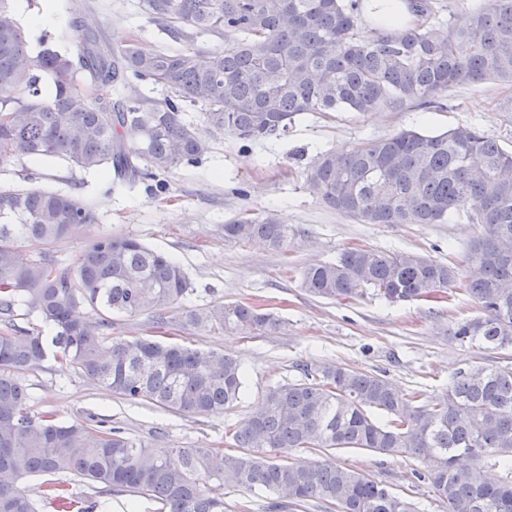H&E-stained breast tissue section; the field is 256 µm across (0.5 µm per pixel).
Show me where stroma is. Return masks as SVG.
I'll use <instances>...</instances> for the list:
<instances>
[{
	"instance_id": "stroma-1",
	"label": "stroma",
	"mask_w": 512,
	"mask_h": 512,
	"mask_svg": "<svg viewBox=\"0 0 512 512\" xmlns=\"http://www.w3.org/2000/svg\"><path fill=\"white\" fill-rule=\"evenodd\" d=\"M140 0H55L53 22L40 20L45 0H23L21 22L31 50L42 44L75 51L70 26L72 7L80 5L86 24L99 28L111 44L137 39L151 51L174 52L164 25L149 20ZM512 97V84L488 81L449 89L440 110L406 112H316L300 116L285 135L249 142L228 132L209 136L210 150L198 162L163 174L166 189L153 194L144 185L111 190L102 172H85L52 158L30 157L0 168L4 188H41L81 196L93 205L97 221L51 246L54 258L74 264L101 234L130 236L161 251L185 270L189 292L182 305L204 308L218 302L244 303L280 315V330L258 338L225 335L184 324L179 312L165 328L152 327L148 314L115 318L112 333L128 339L159 340L232 355L245 374L237 409L228 415H180L115 398L87 382L73 368L47 360L26 373L32 414L55 412L61 420H82L122 428L127 437L159 452L170 448H214L227 452L224 427L248 417L268 386L300 379V365H344L387 375L403 392L416 391L433 402L447 393L455 374L472 366L512 368V347L488 349L455 339L463 319L480 316L478 305L461 284L435 297L391 303L364 293L337 301L315 297L300 286L303 268L336 260L348 248L417 252L455 266L468 276L470 241L483 225L452 215L442 224H359L326 208L305 184L308 166L319 153L341 152L403 129L438 134L473 126L512 150V122L500 104ZM274 213L291 225L295 237L287 249L226 242L223 225L240 213ZM336 464L369 473L392 492L413 500L419 512H446L429 485L412 477L414 461L401 456L341 448L330 455ZM61 484L76 498L92 499L100 512H159L158 503L128 492L92 488L64 476Z\"/></svg>"
}]
</instances>
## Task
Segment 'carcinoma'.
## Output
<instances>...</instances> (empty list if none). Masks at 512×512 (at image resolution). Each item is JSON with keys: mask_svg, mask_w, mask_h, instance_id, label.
<instances>
[{"mask_svg": "<svg viewBox=\"0 0 512 512\" xmlns=\"http://www.w3.org/2000/svg\"><path fill=\"white\" fill-rule=\"evenodd\" d=\"M411 2L415 23L365 29L359 0H142L148 18L176 40L221 30L238 39L216 53L191 45L145 51L135 42L110 45L76 16L78 48L69 54L32 52L18 0H0V166L52 157L133 187L198 161L210 148L208 133L277 138L309 112L433 108L456 86L512 83V0H484L465 26L441 33L427 25V0ZM132 79L162 87L166 97L123 94ZM187 103L200 105L205 130L186 121ZM306 186L361 224H442L463 214L483 225L467 252L479 276L464 284L482 315L457 323L454 336L512 347V151L475 127L405 129L318 154ZM95 220L76 194L0 188V512H37L18 485L28 477L44 479V497L71 512V498L51 481L62 474L148 497L164 512H227L229 488L272 495L269 512L310 499L338 502L342 512H418L351 467L293 459L301 448L405 455L425 464L419 477L448 512H512L509 368L461 370L448 393L424 405L382 374L303 364L300 379L268 387L258 411L228 426L242 449L234 455L210 448L153 455L114 428L32 415L23 376L50 357L121 399L173 413L224 415L242 396L244 373L230 355L112 335L114 315L149 313L165 323L189 282L177 262L133 237L102 234L72 266L47 255L46 247ZM294 236L272 213L245 211L224 224V241L241 245L278 251ZM456 280V268L419 253L351 248L305 269L301 287L328 300L371 289L406 302ZM19 305L52 335L16 327ZM84 307L97 318L78 316ZM182 317L254 337L282 326L274 313L241 303ZM489 468L501 479L490 481Z\"/></svg>", "mask_w": 512, "mask_h": 512, "instance_id": "cac0c4a2", "label": "carcinoma"}]
</instances>
